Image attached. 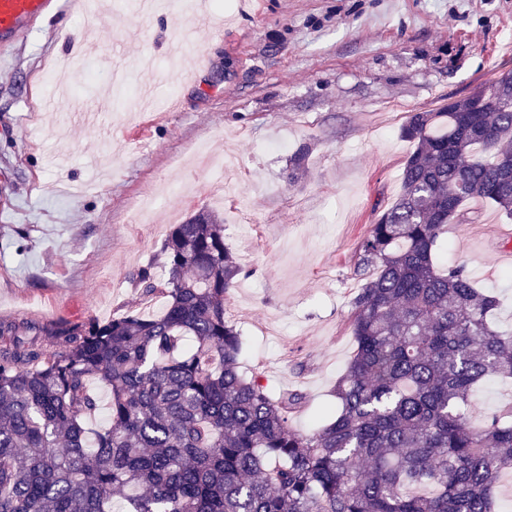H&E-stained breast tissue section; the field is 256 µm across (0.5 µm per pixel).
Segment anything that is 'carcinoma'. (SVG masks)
Masks as SVG:
<instances>
[{
    "instance_id": "carcinoma-1",
    "label": "carcinoma",
    "mask_w": 512,
    "mask_h": 512,
    "mask_svg": "<svg viewBox=\"0 0 512 512\" xmlns=\"http://www.w3.org/2000/svg\"><path fill=\"white\" fill-rule=\"evenodd\" d=\"M402 189L359 242L349 328L356 348L317 430L289 424L298 392L240 371L224 299L243 267L202 211L173 225L138 299L157 316L51 329L0 321V512H498L512 468V405L472 424L473 391L512 380L495 296L438 260L474 197L512 217V71L413 112ZM110 423L90 433L91 380Z\"/></svg>"
}]
</instances>
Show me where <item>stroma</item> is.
Listing matches in <instances>:
<instances>
[{"label":"stroma","instance_id":"35a3bbf8","mask_svg":"<svg viewBox=\"0 0 512 512\" xmlns=\"http://www.w3.org/2000/svg\"><path fill=\"white\" fill-rule=\"evenodd\" d=\"M93 2L111 21L44 19L0 65V320L125 312L139 269L164 277L172 225L214 210L246 270L225 300L241 369L303 393L290 423L313 431L354 349L355 249L399 194L413 149L400 129L512 70V0H209L223 32L194 21L210 65L177 87L169 24L141 34L121 0ZM68 30L86 35L82 49ZM148 82L180 111L141 108ZM47 95L56 111L42 110ZM139 125L145 138L120 137ZM149 183L170 192L142 224L133 201ZM465 210L466 234L443 235L440 261L466 265L511 330L512 264L497 254L512 220L478 198Z\"/></svg>","mask_w":512,"mask_h":512}]
</instances>
